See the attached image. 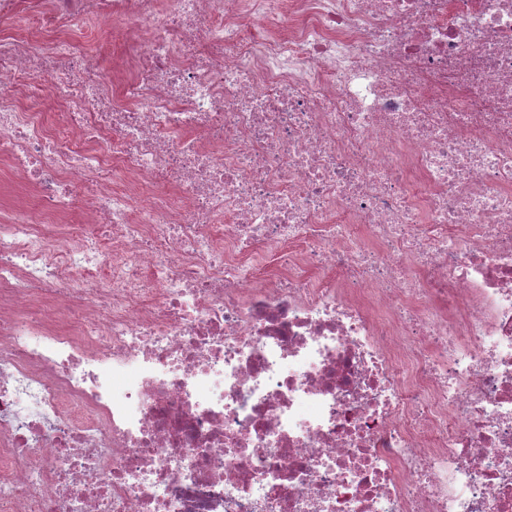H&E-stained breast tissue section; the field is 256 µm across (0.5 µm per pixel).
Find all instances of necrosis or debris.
<instances>
[{
    "instance_id": "4bbe7bcc",
    "label": "necrosis or debris",
    "mask_w": 512,
    "mask_h": 512,
    "mask_svg": "<svg viewBox=\"0 0 512 512\" xmlns=\"http://www.w3.org/2000/svg\"><path fill=\"white\" fill-rule=\"evenodd\" d=\"M32 4L0 512H512V0ZM89 38L99 49L103 59L104 72L110 77L114 61H117L123 54V41L112 38V22H102L95 26Z\"/></svg>"
}]
</instances>
